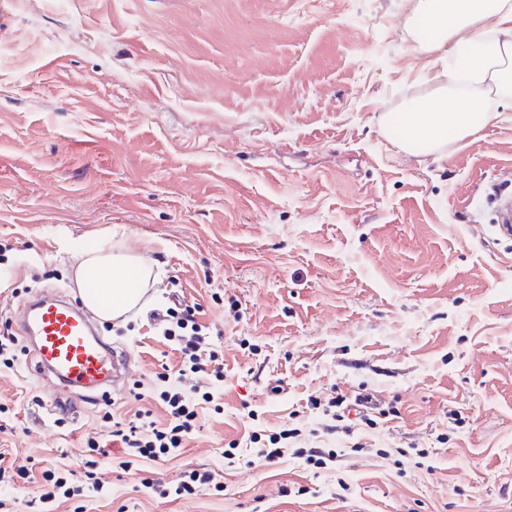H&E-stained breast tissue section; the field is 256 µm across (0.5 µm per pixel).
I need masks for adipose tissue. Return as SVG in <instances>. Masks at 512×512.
Instances as JSON below:
<instances>
[{
	"label": "adipose tissue",
	"mask_w": 512,
	"mask_h": 512,
	"mask_svg": "<svg viewBox=\"0 0 512 512\" xmlns=\"http://www.w3.org/2000/svg\"><path fill=\"white\" fill-rule=\"evenodd\" d=\"M418 35L441 51L443 71L393 121L404 149L427 156L512 107V0H419ZM73 279L85 305L109 322L142 309L158 275L142 256L100 248L82 253Z\"/></svg>",
	"instance_id": "adipose-tissue-1"
}]
</instances>
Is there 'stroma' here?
<instances>
[{
	"mask_svg": "<svg viewBox=\"0 0 512 512\" xmlns=\"http://www.w3.org/2000/svg\"><path fill=\"white\" fill-rule=\"evenodd\" d=\"M415 0H0V309L73 294L82 250L160 269L132 319L124 387L83 402L0 374V448L84 473V439L144 407L176 368L156 325L172 295L214 329L224 379L175 456L100 459L102 494L42 512H512V239L486 199L512 168V109L429 156L398 112L440 63ZM368 394L376 425L328 431ZM72 402L67 423L53 398ZM298 428L324 466L257 457ZM209 469L222 491L175 495ZM172 490L153 495L151 485Z\"/></svg>",
	"mask_w": 512,
	"mask_h": 512,
	"instance_id": "35a3bbf8",
	"label": "stroma"
}]
</instances>
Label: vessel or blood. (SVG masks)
<instances>
[{"label": "vessel or blood", "mask_w": 512, "mask_h": 512, "mask_svg": "<svg viewBox=\"0 0 512 512\" xmlns=\"http://www.w3.org/2000/svg\"><path fill=\"white\" fill-rule=\"evenodd\" d=\"M19 333L32 344L40 375L64 387L96 391L116 381L132 360L93 332L81 301L33 295L23 307Z\"/></svg>", "instance_id": "b4317fda"}]
</instances>
